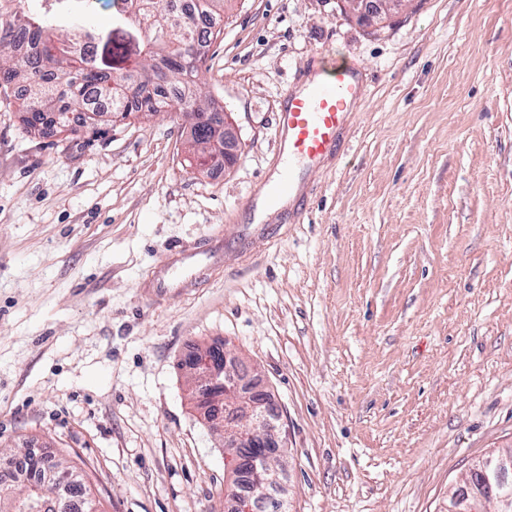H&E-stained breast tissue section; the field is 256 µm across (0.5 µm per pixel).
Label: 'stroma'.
<instances>
[{
	"label": "stroma",
	"instance_id": "1",
	"mask_svg": "<svg viewBox=\"0 0 512 512\" xmlns=\"http://www.w3.org/2000/svg\"><path fill=\"white\" fill-rule=\"evenodd\" d=\"M313 57L364 95L309 210L256 220ZM201 80L228 168L176 112L34 136L0 96V467L37 448L92 469L101 512H228L180 368L222 344L282 411L289 512H446L512 448V0H231ZM210 238L222 266L153 292Z\"/></svg>",
	"mask_w": 512,
	"mask_h": 512
}]
</instances>
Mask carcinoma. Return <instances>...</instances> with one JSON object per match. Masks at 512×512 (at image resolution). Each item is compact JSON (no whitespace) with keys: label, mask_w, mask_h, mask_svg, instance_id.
<instances>
[{"label":"carcinoma","mask_w":512,"mask_h":512,"mask_svg":"<svg viewBox=\"0 0 512 512\" xmlns=\"http://www.w3.org/2000/svg\"><path fill=\"white\" fill-rule=\"evenodd\" d=\"M227 0H121L113 20L132 19L143 32L139 60L117 69L105 55L87 48L100 44L103 30L71 13V0H0V90L19 101L25 129L34 134H76L82 127L98 135L102 126L132 116L149 117L178 107L197 114L190 140L224 162V140L211 144L213 124L224 123V110L202 98L198 51L223 33ZM109 116L105 122L72 125L74 107ZM19 467L30 477L0 483V512H36L54 493V473H70L71 485L85 499L86 512H98L88 474L60 461L50 466L28 452Z\"/></svg>","instance_id":"cac0c4a2"}]
</instances>
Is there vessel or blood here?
<instances>
[{"label": "vessel or blood", "instance_id": "obj_1", "mask_svg": "<svg viewBox=\"0 0 512 512\" xmlns=\"http://www.w3.org/2000/svg\"><path fill=\"white\" fill-rule=\"evenodd\" d=\"M363 94L349 62L319 65L302 90L288 91L277 114L279 145L288 163L273 187L276 196L302 194L307 172L336 154L350 111Z\"/></svg>", "mask_w": 512, "mask_h": 512}]
</instances>
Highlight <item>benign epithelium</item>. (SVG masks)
I'll list each match as a JSON object with an SVG mask.
<instances>
[{
	"label": "benign epithelium",
	"instance_id": "7a95c632",
	"mask_svg": "<svg viewBox=\"0 0 512 512\" xmlns=\"http://www.w3.org/2000/svg\"><path fill=\"white\" fill-rule=\"evenodd\" d=\"M218 131L224 133V165L229 166L235 159L232 125L226 121ZM239 363L240 359L226 350L212 352L207 348L184 363L191 380L202 377L211 383L200 404L224 443V458L233 471L246 463L237 454L239 448L288 447L278 409L268 394L254 391L239 379ZM475 468L480 476L472 479L464 491L449 496L448 512H486L489 503L494 505V512H512V452L482 458ZM244 476L261 496L279 480V471L262 460L252 463Z\"/></svg>",
	"mask_w": 512,
	"mask_h": 512
}]
</instances>
